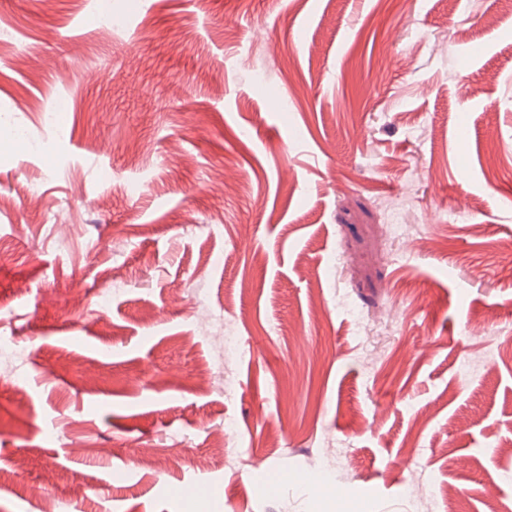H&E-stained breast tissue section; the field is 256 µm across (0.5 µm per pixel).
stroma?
Returning <instances> with one entry per match:
<instances>
[{"mask_svg": "<svg viewBox=\"0 0 512 512\" xmlns=\"http://www.w3.org/2000/svg\"><path fill=\"white\" fill-rule=\"evenodd\" d=\"M510 247L512 0H0V512H512Z\"/></svg>", "mask_w": 512, "mask_h": 512, "instance_id": "1", "label": "stroma"}]
</instances>
